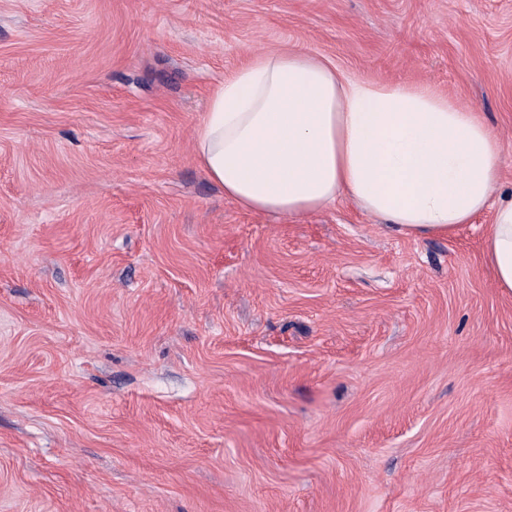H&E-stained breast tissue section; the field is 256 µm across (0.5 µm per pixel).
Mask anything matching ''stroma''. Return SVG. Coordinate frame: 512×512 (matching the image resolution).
I'll return each instance as SVG.
<instances>
[{
  "mask_svg": "<svg viewBox=\"0 0 512 512\" xmlns=\"http://www.w3.org/2000/svg\"><path fill=\"white\" fill-rule=\"evenodd\" d=\"M283 48L473 108L512 196V0H0V512H512L491 211L256 214L196 161Z\"/></svg>",
  "mask_w": 512,
  "mask_h": 512,
  "instance_id": "obj_1",
  "label": "stroma"
}]
</instances>
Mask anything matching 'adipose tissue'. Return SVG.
I'll list each match as a JSON object with an SVG mask.
<instances>
[{
	"instance_id": "ef3b65f1",
	"label": "adipose tissue",
	"mask_w": 512,
	"mask_h": 512,
	"mask_svg": "<svg viewBox=\"0 0 512 512\" xmlns=\"http://www.w3.org/2000/svg\"><path fill=\"white\" fill-rule=\"evenodd\" d=\"M195 157L253 213L300 217L345 198L417 238L452 235L492 209L485 250L512 294V200H493L500 143L431 85L349 77L304 51L256 52L211 95Z\"/></svg>"
}]
</instances>
